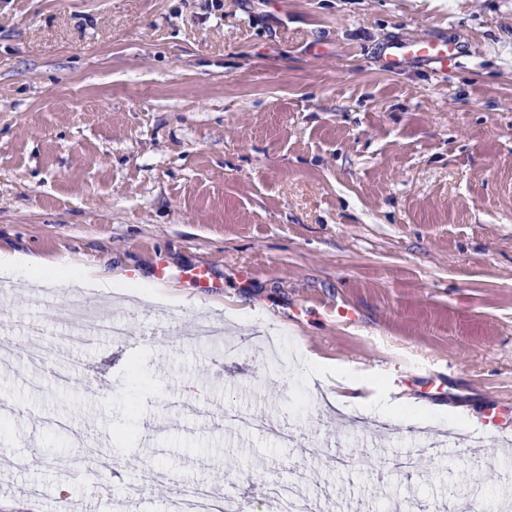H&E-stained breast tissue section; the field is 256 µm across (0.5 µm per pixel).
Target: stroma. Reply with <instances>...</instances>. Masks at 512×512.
<instances>
[{
    "label": "stroma",
    "instance_id": "obj_1",
    "mask_svg": "<svg viewBox=\"0 0 512 512\" xmlns=\"http://www.w3.org/2000/svg\"><path fill=\"white\" fill-rule=\"evenodd\" d=\"M436 34L460 46L448 66L384 69L391 42ZM2 250L129 279L162 267L184 301L91 295L126 334L78 350L59 383L74 294L14 292L0 401L43 421L12 423L24 463L0 471V512H114L133 485L127 512H168L160 471L249 512L291 481L320 512L512 500L494 424L512 413V0H0ZM202 320L223 340L185 336ZM387 395L437 416L381 418ZM451 432L483 458L394 469L408 435ZM80 455L111 472L72 480Z\"/></svg>",
    "mask_w": 512,
    "mask_h": 512
}]
</instances>
